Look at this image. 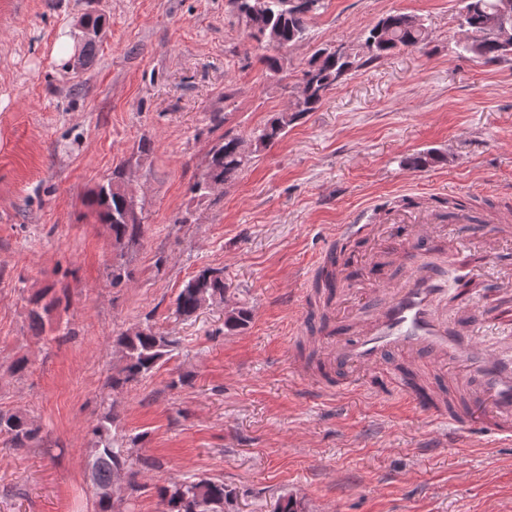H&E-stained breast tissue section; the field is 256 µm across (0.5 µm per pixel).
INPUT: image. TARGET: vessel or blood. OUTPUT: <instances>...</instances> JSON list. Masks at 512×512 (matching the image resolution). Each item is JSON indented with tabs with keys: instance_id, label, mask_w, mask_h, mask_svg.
<instances>
[{
	"instance_id": "1",
	"label": "vessel or blood",
	"mask_w": 512,
	"mask_h": 512,
	"mask_svg": "<svg viewBox=\"0 0 512 512\" xmlns=\"http://www.w3.org/2000/svg\"><path fill=\"white\" fill-rule=\"evenodd\" d=\"M384 214V208L371 205L358 212L355 223L338 225L333 243L316 261L317 270L330 269L337 245L365 233ZM408 237L396 258L404 271L401 281L368 295L366 319L318 321L326 369L319 378L321 391L352 388L356 378L375 371L374 394L406 400L449 426H475L511 442L512 356L487 348L473 327L458 328L439 310L444 283L438 259L450 250L470 251V235L461 229L448 248L434 226L416 224ZM452 366L467 372L460 384L467 394L462 409L441 398L427 377Z\"/></svg>"
}]
</instances>
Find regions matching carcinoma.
<instances>
[{"mask_svg": "<svg viewBox=\"0 0 512 512\" xmlns=\"http://www.w3.org/2000/svg\"><path fill=\"white\" fill-rule=\"evenodd\" d=\"M238 16L245 21L250 38L266 43L275 41L278 49H288L302 42L308 21L319 13L324 0H297L288 5V0H230ZM462 25L471 35V41L462 45L463 51L471 53L484 62L498 63L512 56V46L499 43L487 33V19L497 11L498 0H462ZM428 28L424 20L416 15L402 12L389 13L381 18L369 31L360 49L346 58L336 56L327 48L316 50L303 76L308 78L306 96L296 101L293 109L277 113L272 119L253 133L254 151L259 152L278 142L288 132V127L309 112L318 110L327 93L343 77L355 69L376 62L402 48H417L425 44ZM241 139L228 134L216 142L208 153V161L195 191L208 194L218 186L233 181L252 161V154L240 149ZM444 161L433 152H420L406 160L415 170L432 167ZM120 172L100 185L86 200L95 211L100 223L109 226L112 239L117 246L136 241L142 236L143 225L132 218L126 219L131 203L121 187ZM227 284L224 270L204 267L190 278L180 289L175 299V314L189 318L216 300L224 299ZM251 319V311L244 306L229 310L224 319V328L229 332L241 330ZM178 341L163 335L147 325L130 335L121 333L117 346L121 353V366L112 376L109 386L116 390L137 383L156 370L177 348ZM114 416L103 412L92 426L94 446L90 449L94 487V512H122L116 501L100 496L99 491L112 484L114 473L125 468L136 476L128 449L117 444L112 435ZM40 428L24 412H0V436L10 448H29L39 440ZM162 506L161 512H224L231 504L230 493L224 482L210 478H188L157 489Z\"/></svg>", "mask_w": 512, "mask_h": 512, "instance_id": "1", "label": "carcinoma"}]
</instances>
